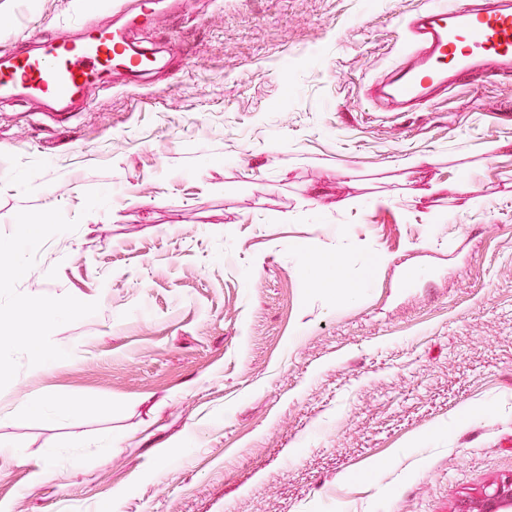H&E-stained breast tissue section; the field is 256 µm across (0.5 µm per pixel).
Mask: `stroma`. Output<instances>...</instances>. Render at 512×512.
<instances>
[{
  "mask_svg": "<svg viewBox=\"0 0 512 512\" xmlns=\"http://www.w3.org/2000/svg\"><path fill=\"white\" fill-rule=\"evenodd\" d=\"M420 3L162 0L149 71L61 118L0 98V441L58 471L1 465L0 512H462L512 481V75L378 116ZM84 12L114 21L0 0V52ZM26 295L85 310L35 328Z\"/></svg>",
  "mask_w": 512,
  "mask_h": 512,
  "instance_id": "1",
  "label": "stroma"
}]
</instances>
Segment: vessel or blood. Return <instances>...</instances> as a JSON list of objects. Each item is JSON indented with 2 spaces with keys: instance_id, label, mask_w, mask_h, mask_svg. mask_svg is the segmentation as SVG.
<instances>
[{
  "instance_id": "1",
  "label": "vessel or blood",
  "mask_w": 512,
  "mask_h": 512,
  "mask_svg": "<svg viewBox=\"0 0 512 512\" xmlns=\"http://www.w3.org/2000/svg\"><path fill=\"white\" fill-rule=\"evenodd\" d=\"M122 24L83 23L76 39L25 38L0 53V95H24L58 106L86 102L114 71L148 70L128 47L154 18L147 0H121ZM406 46L370 102L388 110L434 105L468 76L512 74V0H425L406 22Z\"/></svg>"
}]
</instances>
